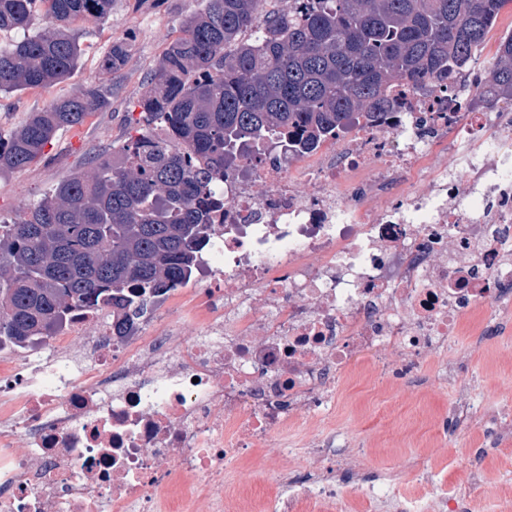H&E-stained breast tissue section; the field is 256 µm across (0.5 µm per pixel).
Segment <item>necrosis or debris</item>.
Listing matches in <instances>:
<instances>
[{
	"mask_svg": "<svg viewBox=\"0 0 512 512\" xmlns=\"http://www.w3.org/2000/svg\"><path fill=\"white\" fill-rule=\"evenodd\" d=\"M303 153L233 168L189 278L123 320L73 311L36 344L0 338V512H472L491 495L435 483L427 454L401 493L356 438L320 431L372 357L387 382L452 386L441 416L512 438V399L487 413L448 346L477 316L512 327V102L475 73L395 86ZM296 439H289V431ZM247 476L267 494L238 497Z\"/></svg>",
	"mask_w": 512,
	"mask_h": 512,
	"instance_id": "necrosis-or-debris-1",
	"label": "necrosis or debris"
}]
</instances>
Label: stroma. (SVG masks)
<instances>
[{"instance_id": "35a3bbf8", "label": "stroma", "mask_w": 512, "mask_h": 512, "mask_svg": "<svg viewBox=\"0 0 512 512\" xmlns=\"http://www.w3.org/2000/svg\"><path fill=\"white\" fill-rule=\"evenodd\" d=\"M205 0H114L106 21H78L82 55L77 67L63 83L46 90H25L0 97V133L21 127L30 113L40 111L59 95H76L89 85L110 93L107 108L96 112L79 128L60 131L48 156L29 169L0 173V218L22 217L59 182L75 172L92 173L100 158L117 157L120 146L132 133L140 116L138 102L145 94L150 76L166 48L181 34L187 14L200 10ZM131 37L133 50L126 66L118 72L103 68L100 59L113 40ZM466 378L487 405H494L497 387L512 383V333L492 337L470 362ZM452 399L448 389L412 392L407 385L378 391L375 380L364 376L354 381L336 406V424L369 448L367 464L381 468L393 463L419 464L423 442L413 431L437 427ZM474 452L461 456L453 444L445 452L452 464L438 480L451 487L467 482L469 469L484 466L502 495L512 496V445L491 447L477 421L464 422Z\"/></svg>"}]
</instances>
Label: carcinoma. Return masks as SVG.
<instances>
[{"mask_svg":"<svg viewBox=\"0 0 512 512\" xmlns=\"http://www.w3.org/2000/svg\"><path fill=\"white\" fill-rule=\"evenodd\" d=\"M113 0H0V94L65 81L80 59L75 22L99 21ZM182 22L140 101L165 130L129 136L122 160L73 173L23 218L0 223V337L55 335L70 312L109 299L126 307L188 275L211 236L224 162L268 150L307 149L365 111L388 106L390 85L451 81L474 62L509 0H206ZM44 21L29 32L34 17ZM130 39L112 43L104 66L121 70ZM512 97V33L488 67ZM108 104L89 86L60 95L0 138V171L47 157L57 132Z\"/></svg>","mask_w":512,"mask_h":512,"instance_id":"cac0c4a2","label":"carcinoma"}]
</instances>
